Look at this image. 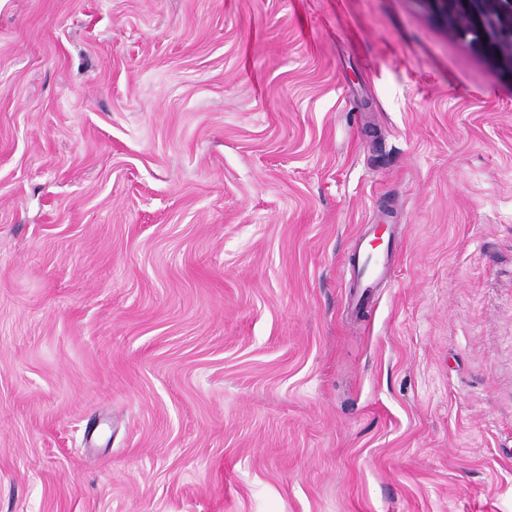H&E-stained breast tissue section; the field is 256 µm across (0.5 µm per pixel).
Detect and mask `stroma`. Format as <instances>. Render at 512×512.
<instances>
[{"instance_id":"stroma-1","label":"stroma","mask_w":512,"mask_h":512,"mask_svg":"<svg viewBox=\"0 0 512 512\" xmlns=\"http://www.w3.org/2000/svg\"><path fill=\"white\" fill-rule=\"evenodd\" d=\"M509 12L0 0V512H512ZM374 240L364 234L355 243L357 279L354 288H357L360 293L359 301L370 288H375L376 283L386 276V264L373 260Z\"/></svg>"}]
</instances>
